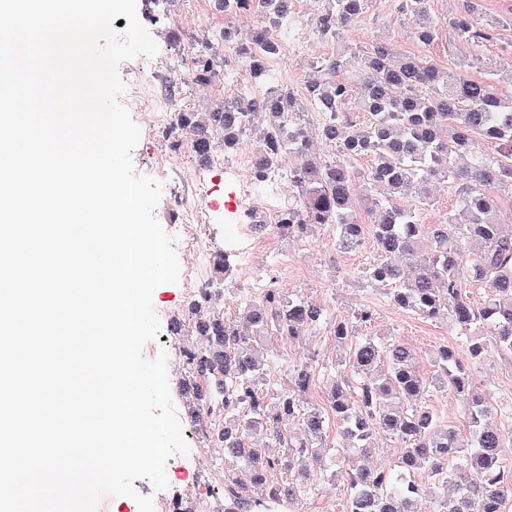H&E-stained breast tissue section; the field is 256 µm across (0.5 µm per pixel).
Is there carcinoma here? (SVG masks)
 Masks as SVG:
<instances>
[{"mask_svg": "<svg viewBox=\"0 0 512 512\" xmlns=\"http://www.w3.org/2000/svg\"><path fill=\"white\" fill-rule=\"evenodd\" d=\"M477 2L448 21V43L478 56L493 38L495 25L477 18ZM372 0H328L315 21L316 32L341 45V52L313 67L305 94L274 87L270 64L279 54L276 32L293 14V0H223L231 14L258 15L256 27H224V43L236 47L252 91L208 113L207 121L184 112L180 122L194 132L195 151L205 153L215 134L224 149L246 133L255 135L252 158L257 188L277 165L288 167L297 195L277 217L287 237L310 235L319 225L336 226V247L353 251L364 238L376 246L372 262L353 272L363 287H388L391 300L406 312L438 322L452 318L466 337L471 362L493 351L512 355V212L501 207L499 192L512 196V71L473 79L462 60L440 68L421 59L401 58L384 42L361 50L345 39L349 26L364 17ZM412 18L420 44L438 39L427 0H399ZM352 60L361 62L358 91L341 77ZM216 74L214 57L196 61L192 75L206 81ZM355 100L364 116L348 119L345 106ZM317 114L315 124L305 119ZM318 137L334 151L326 159L312 151ZM497 146L489 155L484 144ZM375 164L361 173L360 156ZM457 186L458 206L442 224H423L419 211L432 205L431 187ZM383 190L364 198L379 219L365 224L357 217V188ZM219 288H203L191 305L189 322L171 321L173 336L183 327L207 346L182 347L184 373L180 393L191 419L209 423L213 446L248 473L224 474V512H264L274 503L295 506L315 491V476L335 465L320 449L327 443L329 417L304 401L313 375L308 359L288 369V383L275 392L267 387L268 350L259 344L272 337L298 341L316 333L327 320L326 307L277 288L240 305V320L210 310ZM372 313L359 306L353 319L334 322L336 344L348 358L330 370L329 409L346 440L339 449L351 459L370 450L374 434L383 432L404 443L399 470L342 465L334 476L343 485L345 512H421V492L407 474L428 471L439 512H507L512 503V466L502 456V420L482 392L471 385L459 353L443 346L435 353L436 370L421 373L416 354L398 343L380 344L356 336ZM466 396L469 440L431 405L439 392ZM301 425L307 440L288 441V428ZM264 433L287 452L274 456L257 448L252 436ZM288 478L274 482L271 472Z\"/></svg>", "mask_w": 512, "mask_h": 512, "instance_id": "1", "label": "carcinoma"}]
</instances>
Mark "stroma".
I'll return each instance as SVG.
<instances>
[{
  "instance_id": "1",
  "label": "stroma",
  "mask_w": 512,
  "mask_h": 512,
  "mask_svg": "<svg viewBox=\"0 0 512 512\" xmlns=\"http://www.w3.org/2000/svg\"><path fill=\"white\" fill-rule=\"evenodd\" d=\"M399 0H373L365 19L352 27L347 38L354 45L367 48L377 42L389 43L399 54L419 56L430 63L444 67L448 64L449 17L462 10L466 0H428V11L438 22L441 31L436 42L422 47L415 38V27L409 16L398 10ZM327 0H294V9L303 15V26H291L282 30L285 42L271 66L280 85L302 94L305 79L313 65L335 54V43L322 39L314 29L313 21L323 14ZM482 12L486 19L497 20L494 39L483 47L480 58L468 74L473 78L484 77L487 71L512 70V0H482ZM138 17L156 43L166 47L165 59L154 64L150 80L166 99L170 112H210L223 106L229 89L223 76L207 82H196L183 75L182 64H193L196 55L205 45L223 41L225 25L245 28L251 25L248 16L227 18L217 9L214 0H138ZM296 37L304 38L309 51L295 52L287 42ZM252 136H244L236 151L225 152L220 141H213L208 158H199L192 146L188 131L169 129L162 133L143 130L133 152L137 174L152 178L163 185L162 196L155 214L166 233L177 232L181 237L201 236L210 242V257L197 263L192 277H180L178 283L158 286L153 293V305L157 315L164 320L187 318L197 291L206 286L212 275V254L223 251L225 240L247 225L245 214H233L224 210V203L233 201L239 192L240 180L229 177V170L238 169L242 152L254 149ZM176 155L178 161L172 168L158 171V160ZM209 171L210 178L198 183L191 179V172ZM192 195L204 204L217 203L218 209L211 221L202 226H186L177 202ZM332 225L316 229L307 238L294 239L266 229L253 231L256 244L253 263L260 275L244 277L240 270H232L225 280V294L217 299L216 307L226 316L239 313L235 296L248 291L261 294L266 288H277L286 294H296L325 305L334 319L346 318L354 307L366 304L373 310L370 323L362 325L360 335L378 340H396L413 349L423 374L435 370L434 354L441 346L461 348L464 336L450 322H429L397 308L386 295L383 287L369 285L358 287L351 279L357 268L365 266L374 257L372 240H365L354 251L337 250ZM182 338L173 337L169 342L148 343L144 348L147 358H155L160 350L168 352V376L171 396L182 425L183 435L191 451L181 457L179 464L166 468L169 484L182 483L185 476H193L207 490V503L212 512H224V489L219 470L210 466L206 454L211 444L205 430L193 422L187 414L184 399L179 392L183 374L180 351ZM275 364L270 373L269 386L279 390L287 381V366L301 357L314 360L317 371L314 384L307 398L313 406L326 407L329 381L326 370L334 366L340 356L331 327H322L316 334L297 343L278 340L273 344ZM472 383L483 390L498 408H512V356L491 353L483 361L470 364Z\"/></svg>"
}]
</instances>
